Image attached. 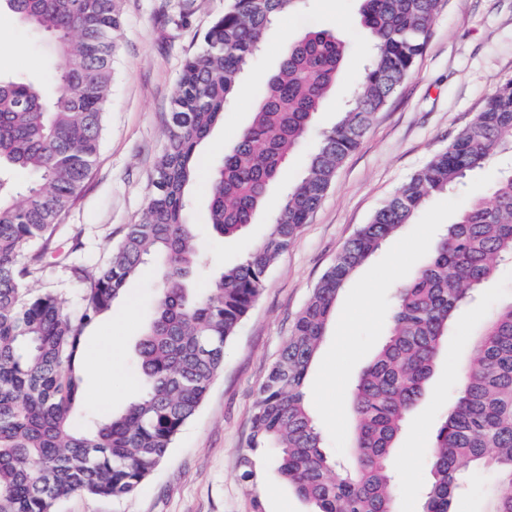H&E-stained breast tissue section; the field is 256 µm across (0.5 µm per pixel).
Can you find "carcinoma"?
Returning <instances> with one entry per match:
<instances>
[{"mask_svg": "<svg viewBox=\"0 0 512 512\" xmlns=\"http://www.w3.org/2000/svg\"><path fill=\"white\" fill-rule=\"evenodd\" d=\"M299 0H229L187 58L164 126L146 214L128 225L109 261L89 278L77 308L29 287L40 259L24 244L50 246L96 160L112 90L119 0H0V12L51 40L61 58L59 94L0 77V512H53L75 493L133 495L167 456L224 369V348L259 298L268 273L321 203L425 51L443 0H360L371 45L341 119L322 132L301 178L274 213L271 231L212 288L193 277L206 256L192 225L189 185L197 147L224 119L264 36ZM346 41L310 29L268 77L251 123L210 179L209 226L239 236L263 205L289 155L309 136L336 83ZM512 151V80L344 244L294 319L260 390L246 447L272 451L281 480L314 512H395L391 460L409 415L423 398L455 313L512 260V170L473 197L442 230L413 277L395 291L388 332L351 390V462L323 446L305 381L336 300L352 275L410 223L434 193H453L495 155ZM34 181L19 198L10 175ZM156 263L161 291L133 363L143 394L118 411L83 413V336L112 310L143 264ZM460 392L436 429L422 512H456L471 473L485 512H512V297L500 303L460 363Z\"/></svg>", "mask_w": 512, "mask_h": 512, "instance_id": "obj_1", "label": "carcinoma"}]
</instances>
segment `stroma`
I'll return each mask as SVG.
<instances>
[{"label":"stroma","instance_id":"35a3bbf8","mask_svg":"<svg viewBox=\"0 0 512 512\" xmlns=\"http://www.w3.org/2000/svg\"><path fill=\"white\" fill-rule=\"evenodd\" d=\"M226 0H121L112 92L106 106L99 153L81 194L62 217L57 249L47 254L36 288L63 293L76 303L80 288L106 263L127 225L147 208L154 164L163 147L165 119L184 61L197 53L203 35L223 15ZM358 0H302L269 29L239 93L198 150V178L190 189L189 223L210 258L211 271L237 264L270 232L275 208L287 186L302 175L311 144L332 127L359 77L369 32L359 22ZM311 28L342 35L350 44L333 94L317 113L308 143L286 161L244 234L234 241L207 226L209 180L237 133L249 125L266 79L275 72L287 44ZM43 37L18 22H0V74L45 82L53 59ZM512 80V0H444L426 49L404 84L377 112L359 147L351 153L318 209L281 255L257 302L224 349V370L188 422L166 460L122 499L75 494L55 512H310L284 484L263 450L245 442L262 384L286 340L295 314L320 277L358 228L414 173L423 168L482 111L487 97ZM512 159L496 156L467 178L464 194L429 197L412 224L387 240L349 281L338 298L306 380L310 411L325 435L328 453L344 460L352 444L351 389L387 333L391 290L407 280L435 235L453 223L467 198L486 194ZM160 291L158 274L146 266L130 280L114 311L131 307L119 325L102 316L87 329V355L97 371L86 373L84 405L120 410L143 391L132 366L133 349L150 321ZM371 306L346 319L361 297ZM512 296V267L488 281L476 299L457 312L430 387L410 414L392 466L400 485L397 512H421V491L429 479V447L458 392L456 368L500 301ZM119 372L100 377L110 359ZM251 453L255 478L240 479L239 459Z\"/></svg>","mask_w":512,"mask_h":512}]
</instances>
